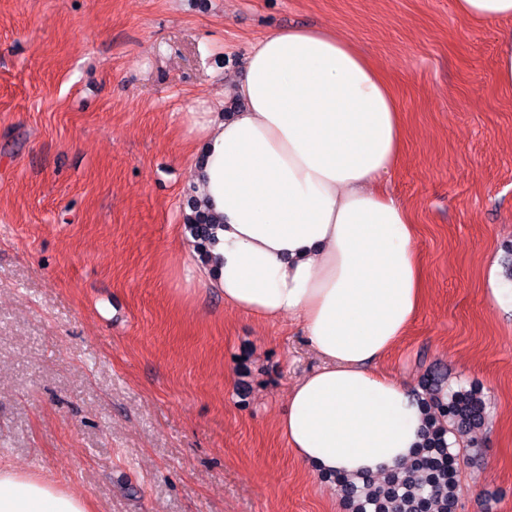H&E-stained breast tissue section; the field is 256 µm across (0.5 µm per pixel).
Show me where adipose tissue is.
<instances>
[{
  "label": "adipose tissue",
  "mask_w": 512,
  "mask_h": 512,
  "mask_svg": "<svg viewBox=\"0 0 512 512\" xmlns=\"http://www.w3.org/2000/svg\"><path fill=\"white\" fill-rule=\"evenodd\" d=\"M475 24L512 20V0H453ZM231 117L196 112L197 183L214 214L217 263L204 276L225 306L273 321L296 315L323 365L299 380L277 427L313 472L377 473L410 459L422 416L372 365L416 315L423 275L411 219L375 186L403 126L390 83L352 39L275 30L245 57ZM0 512H88L85 498L0 468Z\"/></svg>",
  "instance_id": "1"
}]
</instances>
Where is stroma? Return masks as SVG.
I'll list each match as a JSON object with an SVG mask.
<instances>
[{"mask_svg": "<svg viewBox=\"0 0 512 512\" xmlns=\"http://www.w3.org/2000/svg\"><path fill=\"white\" fill-rule=\"evenodd\" d=\"M354 39L391 82L424 301L374 368L479 385L488 423L455 512H512V91L498 25L452 0H0V464L91 512H346L277 420L320 360L296 317L232 309L196 273L187 113L271 30ZM496 77L501 86L512 88V29L500 34Z\"/></svg>", "mask_w": 512, "mask_h": 512, "instance_id": "1", "label": "stroma"}]
</instances>
